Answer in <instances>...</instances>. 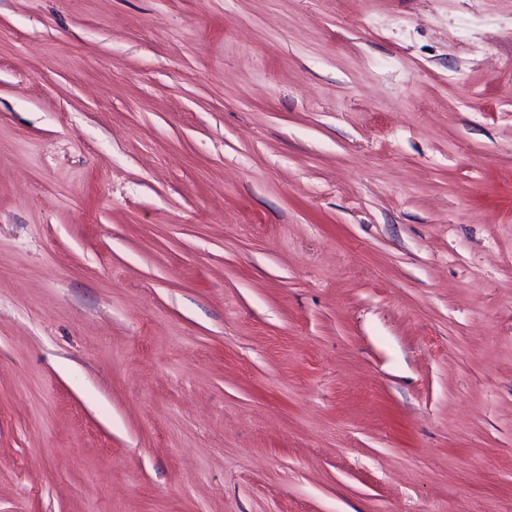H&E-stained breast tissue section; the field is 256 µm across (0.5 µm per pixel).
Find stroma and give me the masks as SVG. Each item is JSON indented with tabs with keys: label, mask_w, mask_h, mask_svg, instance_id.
Masks as SVG:
<instances>
[{
	"label": "stroma",
	"mask_w": 512,
	"mask_h": 512,
	"mask_svg": "<svg viewBox=\"0 0 512 512\" xmlns=\"http://www.w3.org/2000/svg\"><path fill=\"white\" fill-rule=\"evenodd\" d=\"M0 512H512V0H0Z\"/></svg>",
	"instance_id": "stroma-1"
}]
</instances>
